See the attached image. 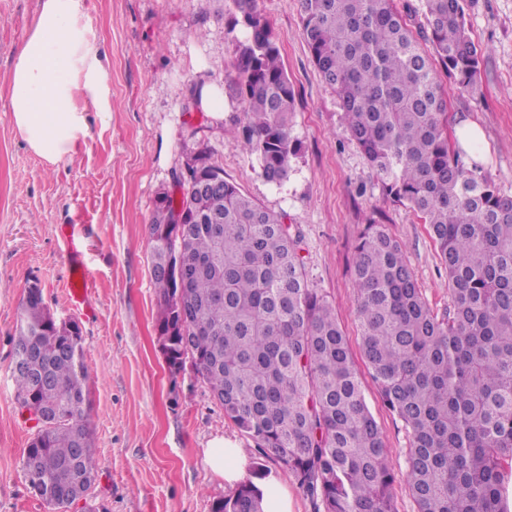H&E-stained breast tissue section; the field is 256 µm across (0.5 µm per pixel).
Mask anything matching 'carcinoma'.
<instances>
[{
    "instance_id": "cac0c4a2",
    "label": "carcinoma",
    "mask_w": 512,
    "mask_h": 512,
    "mask_svg": "<svg viewBox=\"0 0 512 512\" xmlns=\"http://www.w3.org/2000/svg\"><path fill=\"white\" fill-rule=\"evenodd\" d=\"M432 52L395 0H298L305 42L338 96L345 127L387 198L428 225L448 274L440 315L402 245L369 224L351 268L360 352L387 408L409 434L405 480L417 512H509L512 476V196L448 142L441 66L478 90L482 52L461 0H423ZM241 25L234 83L238 132L264 178L288 176L295 89L258 0H232ZM215 165L186 166L180 196L163 191L147 224L157 329L169 366L190 361L258 454L285 469L313 512H396L389 448L364 397L336 308L310 287L300 232ZM213 177L200 197L193 188ZM188 214L176 223L177 211ZM182 262V280L165 267ZM20 406L46 411L23 456L30 490L55 512L93 493L98 460L87 421L89 373L80 327L58 329L29 287L12 338ZM256 463L212 512H263Z\"/></svg>"
}]
</instances>
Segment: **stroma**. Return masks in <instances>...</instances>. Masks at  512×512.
Returning <instances> with one entry per match:
<instances>
[{
  "mask_svg": "<svg viewBox=\"0 0 512 512\" xmlns=\"http://www.w3.org/2000/svg\"><path fill=\"white\" fill-rule=\"evenodd\" d=\"M39 0H0V512H52L28 489L21 464L35 428L22 413L11 379L20 304L38 285L57 319L77 321L91 377L89 427L99 461L100 512H212L232 488L205 465L216 437L236 440L247 462L251 439L225 417L191 367L171 371L155 322L150 245L145 226L158 194L172 188L191 150L212 152L225 178L302 234L309 283L328 296L350 343L351 266L366 224L384 225L405 248L425 297L450 305L448 278L428 227L388 201L345 130L335 92L321 80L292 0H259L272 24L296 92L291 134L302 149L287 178L267 181L235 132L242 103L231 81V0H89V25L108 65L112 111L89 114L77 155L57 164L36 156L9 121V86L17 50L36 21ZM470 35L485 52L479 91L443 78L450 125L478 123L484 150L467 155L484 177L512 195V0H464ZM213 84L224 94L214 122L196 102ZM87 223L82 259L93 288L92 315L66 296L67 258L59 227ZM366 402L390 449L397 512H417L403 480L408 433L384 405L370 376Z\"/></svg>",
  "mask_w": 512,
  "mask_h": 512,
  "instance_id": "stroma-1",
  "label": "stroma"
}]
</instances>
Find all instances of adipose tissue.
I'll return each mask as SVG.
<instances>
[{
  "mask_svg": "<svg viewBox=\"0 0 512 512\" xmlns=\"http://www.w3.org/2000/svg\"><path fill=\"white\" fill-rule=\"evenodd\" d=\"M88 0H39L10 79L11 121L29 148L49 163L70 159L88 133V114L112 110L104 57L86 23ZM208 467L230 485L246 458L217 437L204 450Z\"/></svg>",
  "mask_w": 512,
  "mask_h": 512,
  "instance_id": "1",
  "label": "adipose tissue"
}]
</instances>
